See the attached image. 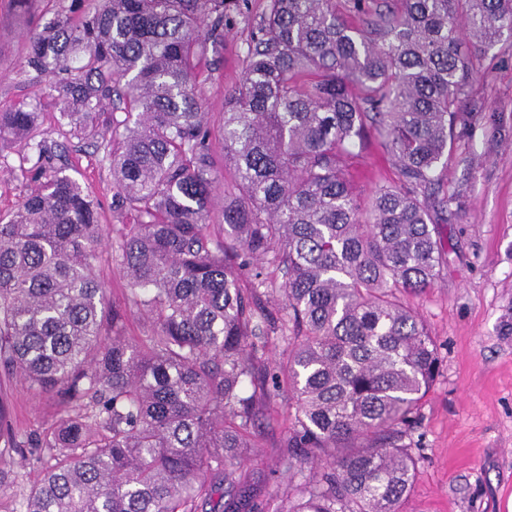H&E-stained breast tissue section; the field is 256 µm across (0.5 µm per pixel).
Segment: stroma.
Instances as JSON below:
<instances>
[{
	"mask_svg": "<svg viewBox=\"0 0 512 512\" xmlns=\"http://www.w3.org/2000/svg\"><path fill=\"white\" fill-rule=\"evenodd\" d=\"M248 31L224 36V56L202 83V109L224 110V95L240 75L237 53ZM25 37L11 0H0V107L37 104L48 162L75 178L99 207L104 234L120 218L112 204V171L103 149L69 135L47 82L23 65ZM484 74L474 89L477 115L445 172L456 200L441 231L448 263L426 294L410 297L434 336L440 374L426 396L413 440L421 450L414 487L401 512H512V336L501 325L512 314V43L479 54ZM36 153L0 151V214L9 215L33 187ZM357 187L369 198L397 181L393 157L379 133L355 149ZM20 436L51 426L60 396H42L19 378L0 379ZM260 427L258 455L243 464L264 512H275L293 475L284 446L288 399L277 397ZM42 453L0 454V512H18L42 475Z\"/></svg>",
	"mask_w": 512,
	"mask_h": 512,
	"instance_id": "35a3bbf8",
	"label": "stroma"
}]
</instances>
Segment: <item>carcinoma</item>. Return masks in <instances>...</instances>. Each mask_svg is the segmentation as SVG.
I'll list each match as a JSON object with an SVG mask.
<instances>
[{
	"label": "carcinoma",
	"instance_id": "1",
	"mask_svg": "<svg viewBox=\"0 0 512 512\" xmlns=\"http://www.w3.org/2000/svg\"><path fill=\"white\" fill-rule=\"evenodd\" d=\"M60 2L27 29L25 68L79 137H102L107 101L136 114L104 145L134 223L112 225L126 288L111 310L102 225L76 180L43 167L0 217V372L66 396L24 441L0 397L3 447L56 450L24 512H258L242 463L284 394L288 457L316 470L296 472L279 512H399L439 367L406 298L447 264L442 166L473 119L471 53L512 41V0ZM240 22L216 127L201 69ZM37 120L26 102L0 110V145L43 157ZM372 130L402 181L365 203L346 157ZM217 133L231 177L212 224Z\"/></svg>",
	"mask_w": 512,
	"mask_h": 512
}]
</instances>
